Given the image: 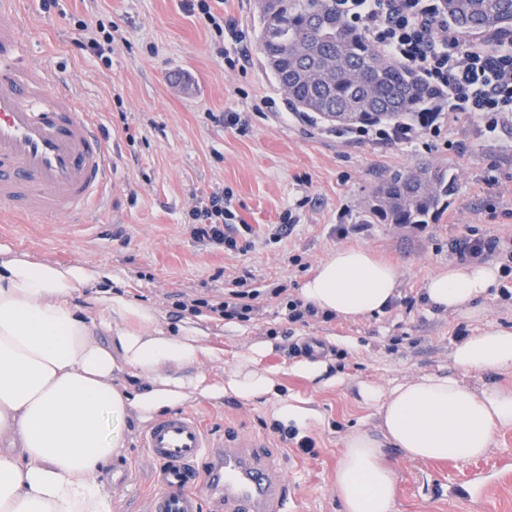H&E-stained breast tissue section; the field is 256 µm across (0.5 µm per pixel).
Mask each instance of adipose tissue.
<instances>
[{"label":"adipose tissue","instance_id":"obj_1","mask_svg":"<svg viewBox=\"0 0 512 512\" xmlns=\"http://www.w3.org/2000/svg\"><path fill=\"white\" fill-rule=\"evenodd\" d=\"M103 271L0 248V512H112L104 479L125 447V427L153 424L204 399L232 396L269 406L285 428L307 434L324 418L314 400L285 396L260 361L272 343L252 345L220 378L223 360L202 319L175 328L158 310L100 288ZM499 278L480 261L430 275L429 307L471 319L481 315ZM393 264L364 247L336 249L302 282L299 297L318 313L358 319L385 312L397 296ZM448 375L423 376L383 390L361 384L375 408L379 436L349 433L336 464L344 512H395V476L384 449L415 459L467 463L488 453L500 428L512 427V387L476 388L466 374L512 373V328L488 325L460 338Z\"/></svg>","mask_w":512,"mask_h":512}]
</instances>
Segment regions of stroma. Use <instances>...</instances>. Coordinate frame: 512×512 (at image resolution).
Segmentation results:
<instances>
[{
    "label": "stroma",
    "instance_id": "35a3bbf8",
    "mask_svg": "<svg viewBox=\"0 0 512 512\" xmlns=\"http://www.w3.org/2000/svg\"><path fill=\"white\" fill-rule=\"evenodd\" d=\"M215 10L246 34L242 47L225 42L184 0H28L27 52L40 59L102 127L116 185L96 223L41 224L31 217L0 220V246L64 264L79 262L112 275V288L155 306L162 324L182 318L181 297L220 298L225 279L250 274L260 311L251 320L208 315L222 375L239 354L270 341L264 366L280 373L283 394L313 399L323 410L312 453L282 442L259 404L232 397L197 401L189 412L207 430L254 438L283 459L292 491L289 512H343L334 473L345 437L377 432L372 408L358 403V385L382 388L451 372L458 337L487 324L512 327V300L494 297L479 318L428 309L421 295L438 268L455 262L451 243L468 230L499 241L493 257L512 266V126L488 134L480 116L444 122L440 136L385 144L337 132L292 112L260 61L254 0H220ZM105 32L101 54L78 50L75 39ZM241 113L247 128L225 127ZM426 161L456 175L448 207L428 224H374L355 231L382 176ZM228 192L246 221L238 252L196 239L190 210ZM294 221L288 236L278 225ZM349 225L347 236L336 233ZM362 246L391 261L398 296L384 313L356 321L288 320L311 270L340 247ZM280 296H273V289ZM310 338L332 350L339 383L323 390L291 374L290 344ZM144 429L128 434L117 461L133 474L113 488V512H145L154 491L145 463ZM396 485L395 512H512V428L497 432L487 455L465 465L413 459L387 451Z\"/></svg>",
    "mask_w": 512,
    "mask_h": 512
}]
</instances>
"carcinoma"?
Segmentation results:
<instances>
[{"instance_id": "cac0c4a2", "label": "carcinoma", "mask_w": 512, "mask_h": 512, "mask_svg": "<svg viewBox=\"0 0 512 512\" xmlns=\"http://www.w3.org/2000/svg\"><path fill=\"white\" fill-rule=\"evenodd\" d=\"M462 37L512 33V0H443ZM256 42L292 109L341 130L393 124L433 98L426 82L372 43L336 9V0H257ZM345 112L347 118L336 119ZM456 177L417 164L376 187L365 224H427L448 206Z\"/></svg>"}]
</instances>
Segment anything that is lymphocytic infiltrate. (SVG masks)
I'll list each match as a JSON object with an SVG mask.
<instances>
[{"instance_id": "obj_1", "label": "lymphocytic infiltrate", "mask_w": 512, "mask_h": 512, "mask_svg": "<svg viewBox=\"0 0 512 512\" xmlns=\"http://www.w3.org/2000/svg\"><path fill=\"white\" fill-rule=\"evenodd\" d=\"M342 14L363 24L369 39L418 73L436 92L432 106L388 128H360L358 136L378 142L409 144L420 131L439 136L441 113L454 117L480 113L486 132L512 124V33L500 37L495 48L481 44L463 45L448 27L443 0H339ZM193 234L234 251L238 240L233 226L240 217L231 200L220 194L191 211ZM258 289L249 288L246 278L235 277L219 300L186 299L181 310L201 311L243 321L255 314Z\"/></svg>"}]
</instances>
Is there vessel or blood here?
I'll return each mask as SVG.
<instances>
[{
  "label": "vessel or blood",
  "instance_id": "b4317fda",
  "mask_svg": "<svg viewBox=\"0 0 512 512\" xmlns=\"http://www.w3.org/2000/svg\"><path fill=\"white\" fill-rule=\"evenodd\" d=\"M18 2L0 0V212L80 224L115 173L100 125L26 57ZM143 446L157 486L147 512H202L208 496L223 500L224 512H288L283 465L255 454L254 441L214 436L194 414L176 412L147 431Z\"/></svg>",
  "mask_w": 512,
  "mask_h": 512
}]
</instances>
